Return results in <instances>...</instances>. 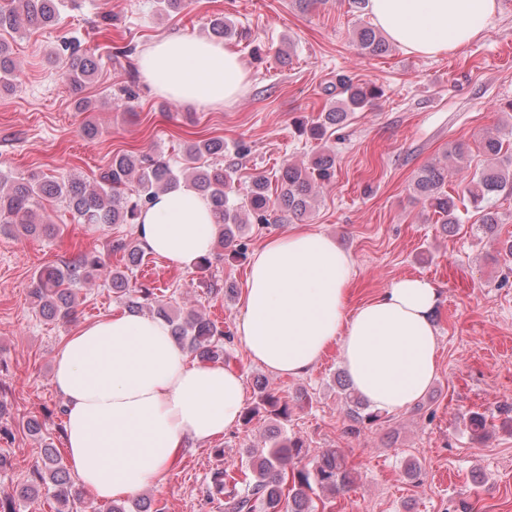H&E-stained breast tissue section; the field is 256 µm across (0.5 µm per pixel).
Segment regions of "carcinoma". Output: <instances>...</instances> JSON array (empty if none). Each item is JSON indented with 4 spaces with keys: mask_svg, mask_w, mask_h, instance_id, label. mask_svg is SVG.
Listing matches in <instances>:
<instances>
[{
    "mask_svg": "<svg viewBox=\"0 0 512 512\" xmlns=\"http://www.w3.org/2000/svg\"><path fill=\"white\" fill-rule=\"evenodd\" d=\"M63 0H7L0 5V91L13 90L10 75L13 59L10 42L4 34L30 28L52 27L60 19ZM212 36L224 39L235 36L236 30L224 16L209 21ZM356 44L369 56H383L390 43L381 31L365 25L355 32ZM58 53L67 59L64 76L74 93L93 82L98 73L94 54L81 48L74 38L61 40ZM336 94L334 104L324 108L316 118L301 120L298 132L307 140L321 143L328 140L352 119L353 114L382 96L381 88L359 83L346 73L336 75V83L327 89ZM486 167L471 172L466 159L468 147L463 142L450 145L446 155L454 163L455 187L448 190V164L427 163L415 172L412 189L425 208L438 216L442 228L452 232L461 223L459 205L470 204L476 217V230L496 239V228L502 223L493 198L512 191V142L492 134L482 139ZM224 154L219 140H198L184 144L182 162L174 166L164 156L151 151L123 152L112 155L100 169L94 183L78 179L51 180L37 173L16 177L0 170V230L32 238L53 237L56 225L38 213L40 201L59 199L83 224H135L144 208L155 196L180 179L192 182L206 195L212 205L218 233L212 252L200 258L196 270L204 274L213 266V259L227 261L246 258L248 252L244 229L249 224H268L272 214L280 210L288 217L301 220L313 207L315 191L332 184L336 177V155L319 153L310 162H289L273 176L257 173L251 176L246 192L238 197L232 191L234 165L224 166L211 161ZM110 253L119 257L112 267L96 251L79 250L55 267L41 269L34 275L30 296L40 314L48 320H68L76 314L75 298L79 288L104 274L111 282L116 299L131 312L140 313L147 305L169 323L172 336L185 353L200 362L229 361L226 343L230 336L224 328L198 311L173 312L161 299L157 288L133 279L145 250L136 240L118 238L111 242ZM255 402L244 409L242 423L248 425L263 412L280 421H288L290 404L274 394L265 381L255 383ZM346 433L359 435L381 420L360 398L350 399ZM267 450L251 448L245 461L248 474L237 480L227 469H217L209 477L206 496L224 499V512H318L314 500L317 492L334 496L354 485L355 476L339 448H327L317 457L306 459L305 440L294 434L281 437L276 428L268 435ZM45 496L54 500L55 512H73L81 501L69 470L59 458L53 443H45L41 462L30 469L27 479L15 494L0 500V512H20L21 505ZM106 512H159L150 498L137 496L113 501Z\"/></svg>",
    "mask_w": 512,
    "mask_h": 512,
    "instance_id": "carcinoma-1",
    "label": "carcinoma"
}]
</instances>
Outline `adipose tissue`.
I'll list each match as a JSON object with an SVG mask.
<instances>
[{
	"label": "adipose tissue",
	"instance_id": "1",
	"mask_svg": "<svg viewBox=\"0 0 512 512\" xmlns=\"http://www.w3.org/2000/svg\"><path fill=\"white\" fill-rule=\"evenodd\" d=\"M389 38L421 55L477 38L497 0H368ZM159 93L200 108L234 102L246 71L224 44L190 36L155 40L141 55ZM147 252L192 269L217 235L209 199L179 181L156 195L136 226ZM351 253L329 235L297 229L268 239L248 271L236 337L253 362L299 377L336 347L355 391L382 413L403 410L438 372L434 314L439 289L419 277L392 280L350 309ZM52 383L64 400V444L80 487L101 500L129 498L164 479L182 448L241 422L245 387L223 364L189 361L161 318L114 312L59 347Z\"/></svg>",
	"mask_w": 512,
	"mask_h": 512
}]
</instances>
